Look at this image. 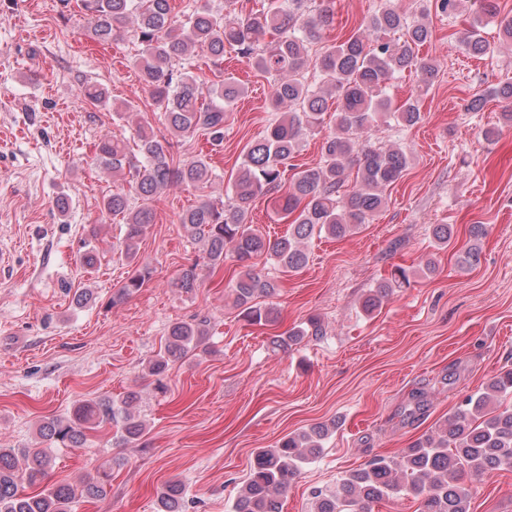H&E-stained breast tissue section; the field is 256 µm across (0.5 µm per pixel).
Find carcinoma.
<instances>
[{"instance_id":"1","label":"carcinoma","mask_w":512,"mask_h":512,"mask_svg":"<svg viewBox=\"0 0 512 512\" xmlns=\"http://www.w3.org/2000/svg\"><path fill=\"white\" fill-rule=\"evenodd\" d=\"M90 16L92 34L109 42L128 34L141 46L137 61L140 78L163 113L165 131L149 121L136 123L133 141L139 149L140 164L133 167L129 184L141 199L131 206L124 189L103 198L102 210L121 217L124 227L121 253L132 274L113 293L117 304L137 292L150 277L145 266L137 265L140 241L155 221L154 198L173 183L199 190L212 186L215 176L202 158L173 165L172 148L179 140L202 131L215 147L224 143L227 108L246 92L233 76L204 85L186 66L191 56L203 53L217 66L224 53H236L252 68L272 79L268 106L279 113L267 134L248 143L231 187L230 201L219 207L203 198L186 210L180 222L188 234L203 246L205 263L224 261L227 252L241 261L266 255L287 272H297L309 260L307 243L316 235L344 238L374 220L384 204V190L398 182L410 165L411 153L398 143H384L377 136L386 123L411 127L422 119L416 101L392 104L387 88L396 76L420 72L431 78L437 64L420 55L419 49L432 37L427 24L409 17L395 0H381L379 8L352 35L330 47L310 62L309 46L323 38L334 22L328 6L311 13L305 0H270L266 8L246 9L241 0H229L224 11L213 10L206 0H188L180 15L173 14L172 0H81ZM482 14L499 17L494 0H480ZM476 18L462 40L472 56H486L496 45L485 39ZM501 42L512 44V16L499 17ZM273 41L260 46L266 34ZM315 71L314 80L306 76ZM84 101L107 107L111 99L101 84L86 83L80 89ZM336 100V127L322 133L328 100ZM289 111H281L283 105ZM322 134L320 161L288 176L290 161L296 157L304 137ZM128 142L112 136L101 138L94 161L114 173L128 162ZM357 166L356 189L339 193L345 173ZM271 194L272 206L291 226L288 235L271 240L249 224V212L257 196ZM470 245L459 256L463 267L478 264L486 226L473 224ZM100 261L98 248L84 245L80 263L93 271ZM199 263L183 272L179 288L191 292L199 286ZM414 272L395 268L391 277L379 282L362 299V309L371 314L384 299L411 284ZM274 280L245 265L230 287L232 305L251 323L270 322L273 309L260 299L274 294ZM323 334L319 318L309 317L288 337H275L272 347L284 349L307 336ZM209 335L207 320L172 324L164 350L148 364V373L160 376L170 364L182 359L204 343ZM512 367L494 374L482 391L467 396L456 413L431 433L417 439L404 454L395 458L377 456L363 467L343 475L336 492L316 488L311 492V512H372V505L401 492L420 500L419 512H470L469 491L458 484L464 472L483 476L512 468ZM139 400L136 391L120 400L110 397L81 400L66 417L51 418L39 426L46 447L15 450L0 448V512H71L77 500L100 499L107 493L111 474L77 485L59 484L40 492L23 493L27 486H39L54 461V446L78 448L90 431L113 430L123 443H133L145 425L133 411ZM336 423H320L292 432L274 448H262L254 455L250 472L232 505V512H281V496L302 467L320 456ZM160 512H186V492L179 482L163 486L158 494Z\"/></svg>"}]
</instances>
